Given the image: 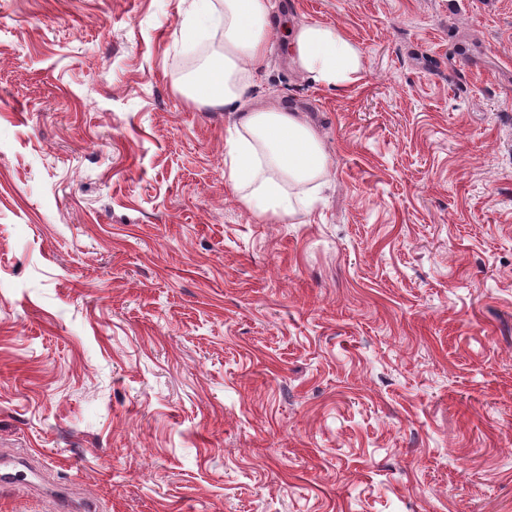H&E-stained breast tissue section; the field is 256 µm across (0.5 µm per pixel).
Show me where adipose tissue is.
Segmentation results:
<instances>
[{
  "mask_svg": "<svg viewBox=\"0 0 512 512\" xmlns=\"http://www.w3.org/2000/svg\"><path fill=\"white\" fill-rule=\"evenodd\" d=\"M274 0H193L183 27L189 37L220 32L181 85L193 103L238 115L224 139V179L257 221H295L314 202L311 191L326 174L328 156L300 113L260 107L246 97L271 51ZM289 59L320 87L343 91L360 79L363 58L332 25L304 22L288 30Z\"/></svg>",
  "mask_w": 512,
  "mask_h": 512,
  "instance_id": "1",
  "label": "adipose tissue"
}]
</instances>
